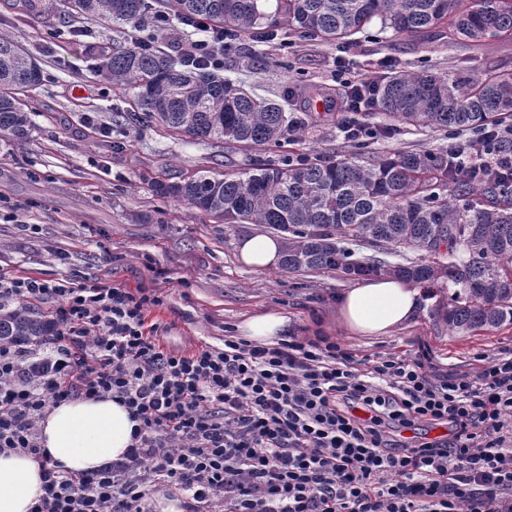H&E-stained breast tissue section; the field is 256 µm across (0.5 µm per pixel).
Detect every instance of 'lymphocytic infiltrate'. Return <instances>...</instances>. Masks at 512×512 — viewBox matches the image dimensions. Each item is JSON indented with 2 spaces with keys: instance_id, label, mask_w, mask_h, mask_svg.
I'll return each instance as SVG.
<instances>
[{
  "instance_id": "1",
  "label": "lymphocytic infiltrate",
  "mask_w": 512,
  "mask_h": 512,
  "mask_svg": "<svg viewBox=\"0 0 512 512\" xmlns=\"http://www.w3.org/2000/svg\"><path fill=\"white\" fill-rule=\"evenodd\" d=\"M57 304L43 344L0 345V453L40 465L30 512H146L172 487L190 512H512V357L473 372L425 353L370 360L336 342L164 348L159 298L0 269V304ZM109 397L139 426L122 461L75 475L39 442L50 406ZM453 432L411 445L393 425Z\"/></svg>"
}]
</instances>
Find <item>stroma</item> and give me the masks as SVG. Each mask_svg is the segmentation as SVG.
I'll return each mask as SVG.
<instances>
[{"label":"stroma","instance_id":"1","mask_svg":"<svg viewBox=\"0 0 512 512\" xmlns=\"http://www.w3.org/2000/svg\"><path fill=\"white\" fill-rule=\"evenodd\" d=\"M38 2L36 17L25 0H0V29L13 32L42 69L30 93L29 139L0 137V269L75 287L99 277L158 296L161 303L149 308L147 321L174 350L223 347L250 316L284 310L290 337L322 336L371 358L426 350L448 373L472 372L481 356L512 354V325L451 334L438 316L447 302L444 289L423 292L417 316L390 335H348L337 321L336 303L356 277L246 266L237 256L238 239L268 234L267 225L221 224L152 190L157 180L175 182L200 170L238 172L289 154L359 150L372 157L447 147L455 132L405 125L390 138L347 142L317 91L329 87L341 94L345 82H366L393 68L451 77L512 71V40L422 45L377 20L343 47L285 28L265 44L241 38L224 56V78L259 96L287 100L288 111L311 113L313 120L301 139L276 147L216 148L154 124L118 125L128 100L101 74L95 49L125 44L124 27L90 23L86 35L76 37L59 21L60 0Z\"/></svg>","mask_w":512,"mask_h":512}]
</instances>
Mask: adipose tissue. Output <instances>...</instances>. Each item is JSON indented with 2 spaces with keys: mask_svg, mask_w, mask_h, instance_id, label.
Here are the masks:
<instances>
[{
  "mask_svg": "<svg viewBox=\"0 0 512 512\" xmlns=\"http://www.w3.org/2000/svg\"><path fill=\"white\" fill-rule=\"evenodd\" d=\"M237 253L247 266L270 269L281 259L282 244L265 235L238 239ZM421 292L407 281L381 276L362 280L337 300V318L352 336H386L408 324L419 311ZM287 313L264 311L242 322L247 340L269 345L288 333ZM41 442L65 469L84 473L117 461L133 442L128 409L109 398L79 399L51 406L40 423ZM42 494L41 469L24 453L0 454V512H29Z\"/></svg>",
  "mask_w": 512,
  "mask_h": 512,
  "instance_id": "adipose-tissue-1",
  "label": "adipose tissue"
}]
</instances>
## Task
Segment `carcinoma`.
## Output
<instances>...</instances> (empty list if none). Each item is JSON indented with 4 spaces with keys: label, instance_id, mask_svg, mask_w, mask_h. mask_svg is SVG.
Here are the masks:
<instances>
[{
    "label": "carcinoma",
    "instance_id": "carcinoma-1",
    "mask_svg": "<svg viewBox=\"0 0 512 512\" xmlns=\"http://www.w3.org/2000/svg\"><path fill=\"white\" fill-rule=\"evenodd\" d=\"M62 19L129 26L126 44L103 55L102 75L128 95L131 123L163 128L221 148L279 145L305 131L283 104L262 98L206 63L158 47L168 34L158 16L188 25L203 18L217 31L256 43L280 26L307 40L348 43L375 19L412 39L480 45L512 39V0H61ZM182 42L179 33H169ZM41 82L37 59L0 32V136L28 139L29 92ZM366 107L407 126L477 134L512 117V73L470 82L399 70L372 82ZM153 191L224 220L266 224L282 235L286 273L334 270L388 275L455 287L442 318L466 336L512 325V188L488 173L475 183L448 162V150L363 159L295 156L253 172L201 170ZM351 242L375 251L358 257ZM449 253H439L440 246ZM406 249L416 261L392 263ZM49 326L25 305L0 306V344H38Z\"/></svg>",
    "mask_w": 512,
    "mask_h": 512
}]
</instances>
